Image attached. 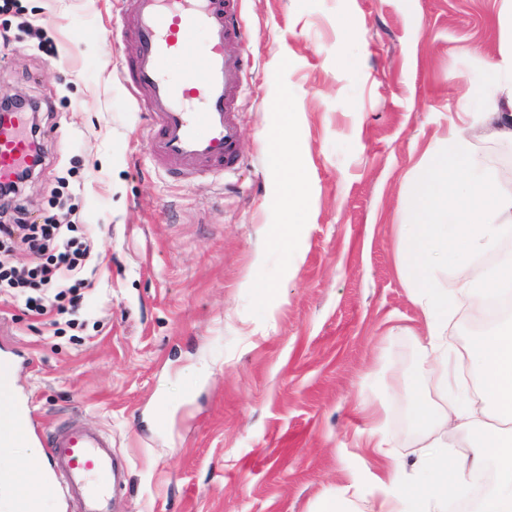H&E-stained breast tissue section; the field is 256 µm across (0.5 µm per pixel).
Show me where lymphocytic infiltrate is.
I'll list each match as a JSON object with an SVG mask.
<instances>
[{"label": "lymphocytic infiltrate", "mask_w": 512, "mask_h": 512, "mask_svg": "<svg viewBox=\"0 0 512 512\" xmlns=\"http://www.w3.org/2000/svg\"><path fill=\"white\" fill-rule=\"evenodd\" d=\"M29 175L22 170L15 182L0 186V211L12 217L11 223L0 224V289L11 291L36 314H64L79 307L90 285L91 239L73 223L59 224L50 217L39 224L28 221L19 195ZM21 248L35 255L33 265L10 263L11 253Z\"/></svg>", "instance_id": "lymphocytic-infiltrate-1"}]
</instances>
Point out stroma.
Listing matches in <instances>:
<instances>
[{
  "mask_svg": "<svg viewBox=\"0 0 512 512\" xmlns=\"http://www.w3.org/2000/svg\"><path fill=\"white\" fill-rule=\"evenodd\" d=\"M19 6L0 14V97L49 105L24 202L91 226L96 265L73 328L0 292V360L38 430L76 417L111 435L119 512H315L354 482L371 498L375 405L397 456L419 453L405 409L424 324L398 268L401 201L462 86L491 77L501 0H240L244 165L225 179L153 165L118 76L137 43L107 39L120 0ZM284 90L312 185L288 245L266 148Z\"/></svg>",
  "mask_w": 512,
  "mask_h": 512,
  "instance_id": "stroma-1",
  "label": "stroma"
}]
</instances>
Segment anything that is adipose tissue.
Wrapping results in <instances>:
<instances>
[{
    "label": "adipose tissue",
    "mask_w": 512,
    "mask_h": 512,
    "mask_svg": "<svg viewBox=\"0 0 512 512\" xmlns=\"http://www.w3.org/2000/svg\"><path fill=\"white\" fill-rule=\"evenodd\" d=\"M498 24L495 78L481 95L468 88L459 96L460 122L422 162L397 226L402 280L424 320L427 354L421 366L443 404L434 413L419 399L408 410L427 441L413 469L397 459L381 428L371 429L369 445L381 473L369 512H447L445 486L466 498L481 480L486 489L474 512H512V435L489 429L495 420L512 419V324L481 336L470 352L468 363L480 376L474 397L454 384L457 363L448 344V322L460 295L493 308L512 294V252L499 249L512 240V178H494L468 140L478 127L486 140L512 144V0H502ZM271 153L284 176L281 205L287 216L275 235L290 242L311 203V188L301 151L285 129H278ZM489 252L495 260L483 262ZM457 434L465 436L467 453H451ZM423 481L434 486L426 497L414 492Z\"/></svg>",
    "instance_id": "adipose-tissue-1"
}]
</instances>
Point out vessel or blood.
<instances>
[{
	"label": "vessel or blood",
	"mask_w": 512,
	"mask_h": 512,
	"mask_svg": "<svg viewBox=\"0 0 512 512\" xmlns=\"http://www.w3.org/2000/svg\"><path fill=\"white\" fill-rule=\"evenodd\" d=\"M238 0H123V31L133 33L137 55L122 73L127 89L150 121V153L170 175L226 173L239 163L235 104L243 91V34L235 23ZM200 51L187 52L196 34ZM30 117L15 111L0 120V184L30 165L35 144ZM0 446L42 447L41 455L10 469L16 500L26 512L34 498L22 470L63 479L76 512H115L120 486L112 440L71 420L37 438L28 402L0 400Z\"/></svg>",
	"instance_id": "vessel-or-blood-1"
}]
</instances>
